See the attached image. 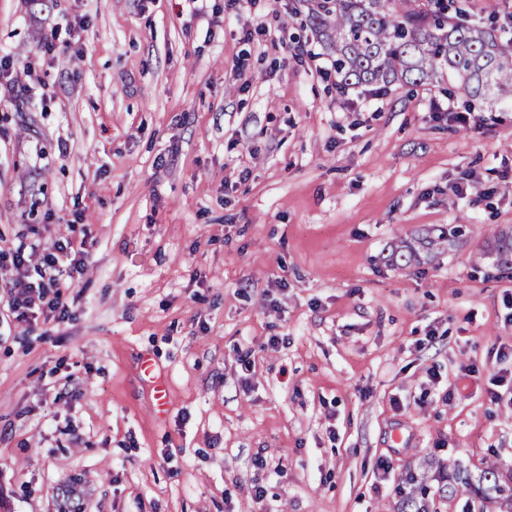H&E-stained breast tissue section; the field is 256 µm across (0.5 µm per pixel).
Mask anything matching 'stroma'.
Instances as JSON below:
<instances>
[{"instance_id":"stroma-1","label":"stroma","mask_w":512,"mask_h":512,"mask_svg":"<svg viewBox=\"0 0 512 512\" xmlns=\"http://www.w3.org/2000/svg\"><path fill=\"white\" fill-rule=\"evenodd\" d=\"M297 4L0 0V249L89 250L63 320L0 263V512H500L446 489L512 471V108L352 102Z\"/></svg>"}]
</instances>
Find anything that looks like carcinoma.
Segmentation results:
<instances>
[{
	"label": "carcinoma",
	"mask_w": 512,
	"mask_h": 512,
	"mask_svg": "<svg viewBox=\"0 0 512 512\" xmlns=\"http://www.w3.org/2000/svg\"><path fill=\"white\" fill-rule=\"evenodd\" d=\"M304 25L330 57L341 86L379 89L448 81L469 109L512 98V39L470 21L455 0H303ZM450 495L512 508V476L490 468L477 475L458 465Z\"/></svg>",
	"instance_id": "obj_1"
}]
</instances>
